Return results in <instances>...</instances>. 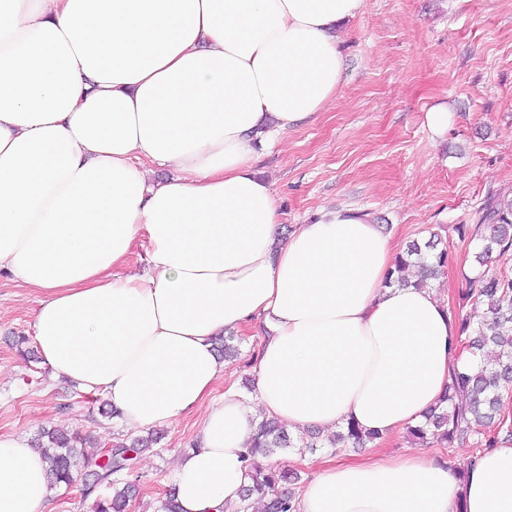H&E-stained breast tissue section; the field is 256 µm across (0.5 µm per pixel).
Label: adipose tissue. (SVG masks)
I'll return each mask as SVG.
<instances>
[{
    "label": "adipose tissue",
    "mask_w": 512,
    "mask_h": 512,
    "mask_svg": "<svg viewBox=\"0 0 512 512\" xmlns=\"http://www.w3.org/2000/svg\"><path fill=\"white\" fill-rule=\"evenodd\" d=\"M363 0H0V268L37 294V350L127 426L208 411L175 463L182 512H237L259 413L391 437L470 360L446 298L387 286L369 215L320 209L280 238L255 169L313 123ZM172 168L157 182L154 167ZM144 250L147 268L126 266ZM261 326L251 397L213 398L212 339ZM464 477L423 449L326 461L295 512H512V445ZM41 454L0 434V512H53Z\"/></svg>",
    "instance_id": "adipose-tissue-1"
}]
</instances>
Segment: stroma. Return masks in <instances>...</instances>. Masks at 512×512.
<instances>
[{"mask_svg": "<svg viewBox=\"0 0 512 512\" xmlns=\"http://www.w3.org/2000/svg\"><path fill=\"white\" fill-rule=\"evenodd\" d=\"M343 48L336 99L314 123L257 150L256 168L278 200L283 231L310 223L321 208L345 207L370 214L398 247L437 238L450 257L437 291L455 314L468 313L464 292L480 242L458 227H476L487 196L512 197V0H364L345 27ZM440 105L450 118L435 137L426 114ZM35 308V293L0 269V432L28 439L56 424L100 447L133 436L99 415L97 394L18 356L10 338L32 334ZM259 342L242 334L240 355L227 363L215 396L228 383L242 394L254 386ZM202 419L198 412L161 427L160 441L137 460L139 491L129 512H159L176 457ZM422 446L458 470L479 450L472 441L424 445L404 432L349 455ZM335 456L328 447L283 448L263 464L307 479Z\"/></svg>", "mask_w": 512, "mask_h": 512, "instance_id": "obj_1", "label": "stroma"}]
</instances>
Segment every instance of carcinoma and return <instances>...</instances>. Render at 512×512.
Instances as JSON below:
<instances>
[{
    "label": "carcinoma",
    "instance_id": "carcinoma-1",
    "mask_svg": "<svg viewBox=\"0 0 512 512\" xmlns=\"http://www.w3.org/2000/svg\"><path fill=\"white\" fill-rule=\"evenodd\" d=\"M481 213L480 224L473 234L482 241L477 255L482 270L477 277L468 279L465 296L471 308L459 321L462 349L478 358L479 366L474 372L452 369L451 393L430 410L425 425L408 428L412 437L429 444L450 446L474 436L481 437L487 448L500 444L497 426L502 424L503 392L512 388V279L491 272L488 263L494 249L504 251L512 247V199L490 196L484 201ZM436 247L431 241L423 247L415 241L409 244L405 256L398 259L396 276L390 278L389 284L408 285L405 271L415 263L422 270L418 287L444 274L448 251H438ZM214 349L228 361L238 355L232 335L214 339ZM157 440L150 433L128 443H113L106 452H88L78 434L54 425L42 428L32 438L31 447L43 456L54 487H70L75 472L80 470L89 477L84 491L87 497L95 496L94 512H127L136 492L135 483L127 477L135 469L139 454L150 450ZM376 440L378 435H364L352 423L345 432L329 437L327 443L338 449ZM296 446L315 448L317 443L301 436L292 437L275 417H265L259 422L247 453L252 483L243 489L239 512H251L255 499L263 502V512H293L295 493L285 485L297 480V473L265 467L259 459Z\"/></svg>",
    "mask_w": 512,
    "mask_h": 512
}]
</instances>
